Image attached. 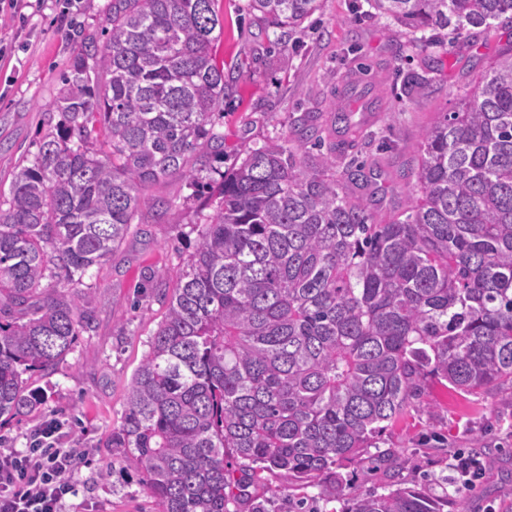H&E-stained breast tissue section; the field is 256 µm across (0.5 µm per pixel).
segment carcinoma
<instances>
[{
    "instance_id": "obj_1",
    "label": "carcinoma",
    "mask_w": 512,
    "mask_h": 512,
    "mask_svg": "<svg viewBox=\"0 0 512 512\" xmlns=\"http://www.w3.org/2000/svg\"><path fill=\"white\" fill-rule=\"evenodd\" d=\"M217 0H110L56 102L62 119L15 174L0 207V417L40 398L25 374L54 369L91 327L73 282L108 260L150 202L145 183L203 187L224 158L214 56ZM415 34L512 24V0H368ZM322 0H250L288 33ZM351 105L328 113L358 133ZM320 113L222 175L215 217L161 293L166 315L133 373L108 446L133 455L157 512H241L247 489L282 473L327 485L339 512H445L429 484L362 493L336 468L360 462L416 406L428 378L456 394L512 396V44L421 138L417 195L372 220L362 165L322 147Z\"/></svg>"
}]
</instances>
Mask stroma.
<instances>
[{"instance_id":"stroma-1","label":"stroma","mask_w":512,"mask_h":512,"mask_svg":"<svg viewBox=\"0 0 512 512\" xmlns=\"http://www.w3.org/2000/svg\"><path fill=\"white\" fill-rule=\"evenodd\" d=\"M109 0H0V187L9 188L17 166L32 159L49 133L47 114L63 86L62 77L75 52L70 30L78 24L100 30ZM249 0H218L224 33L218 56L232 69L226 74L234 91L224 100L219 129L224 159L206 176L212 186L194 192L185 180L169 178L141 188L147 198L173 201L163 213L147 211L132 225L121 249L92 268L82 282H59L64 294L90 292L94 326L48 374L32 377L42 401L20 420L0 426V443L25 449L33 431L58 422L63 445L81 449L73 480L77 493L63 512H156L135 461L107 446L124 417L128 384L148 351V341L166 307L147 285L157 272H176L193 252L200 216L214 215L221 172L241 162L248 148L288 136L295 117L326 112L357 95L348 78L369 73L370 86L382 99L368 127L369 147L358 158L377 171L364 195L374 219L400 210L415 187L402 173L415 167L423 130L450 111L462 87L506 44L512 28L494 29L467 51L448 43L429 44L406 34L390 19L371 15L366 0H324L302 31L258 22ZM416 73L426 88L406 94L401 77ZM421 407L382 436L380 449L393 452L391 468L370 460L349 464L342 475L364 493L385 494L400 482L430 481L437 494H449L448 512H512V397L496 393L450 394L428 384ZM481 437L488 469L475 489L460 488L448 467L455 451L469 450ZM266 512H288L289 499L307 502L317 512H337L323 483L289 487L287 476L253 488Z\"/></svg>"}]
</instances>
